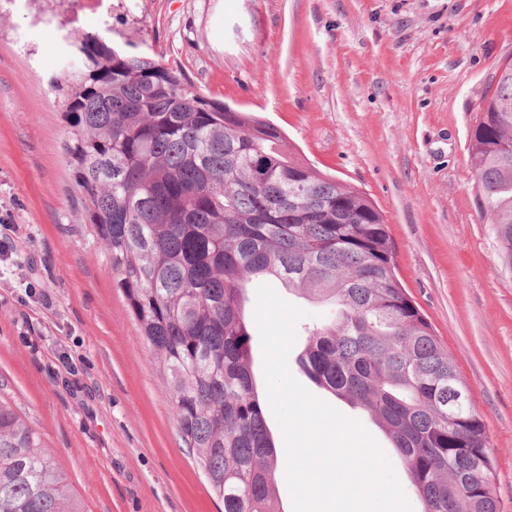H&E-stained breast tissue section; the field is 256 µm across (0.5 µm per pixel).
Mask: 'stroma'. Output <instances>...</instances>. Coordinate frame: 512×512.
Instances as JSON below:
<instances>
[{
	"label": "stroma",
	"instance_id": "stroma-1",
	"mask_svg": "<svg viewBox=\"0 0 512 512\" xmlns=\"http://www.w3.org/2000/svg\"><path fill=\"white\" fill-rule=\"evenodd\" d=\"M0 16V401L40 433L85 512H220L173 419L103 243L49 81L70 46ZM112 39L273 123L383 212L399 278L457 361L512 512V267L483 218L469 132L512 57V0H112Z\"/></svg>",
	"mask_w": 512,
	"mask_h": 512
}]
</instances>
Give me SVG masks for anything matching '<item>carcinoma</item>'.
<instances>
[{"label":"carcinoma","instance_id":"carcinoma-1","mask_svg":"<svg viewBox=\"0 0 512 512\" xmlns=\"http://www.w3.org/2000/svg\"><path fill=\"white\" fill-rule=\"evenodd\" d=\"M50 83L84 221L169 378L181 441L224 512H282L279 459L252 365L246 292L279 280L336 307L297 364L365 410L403 459L422 512H501L495 460L458 363L396 273L381 210L226 112L146 52L78 31ZM469 157L512 267V65L491 75ZM0 512H82L35 430L0 402Z\"/></svg>","mask_w":512,"mask_h":512}]
</instances>
